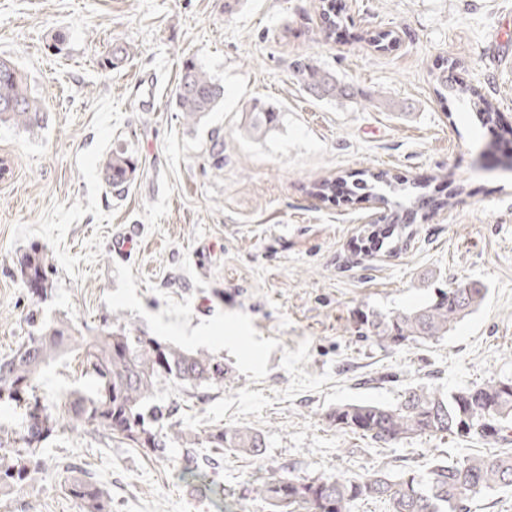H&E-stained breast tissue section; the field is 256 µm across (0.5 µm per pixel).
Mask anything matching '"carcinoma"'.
Segmentation results:
<instances>
[{
  "instance_id": "cac0c4a2",
  "label": "carcinoma",
  "mask_w": 512,
  "mask_h": 512,
  "mask_svg": "<svg viewBox=\"0 0 512 512\" xmlns=\"http://www.w3.org/2000/svg\"><path fill=\"white\" fill-rule=\"evenodd\" d=\"M299 84L322 100L351 98L349 85L318 61L296 63ZM438 94L446 98L457 93L473 101L483 124H493L498 114L491 101L477 90L458 82L453 69L437 77ZM224 102V84L194 60L182 62L172 106L188 125H196ZM45 106L28 91L27 78L16 65L0 59V123L16 127L41 126ZM278 113L256 104L247 113L245 132L254 139L270 135L277 127ZM213 168L224 169V137L213 131L209 147ZM136 166L124 149H116L104 164L111 187L124 192ZM354 190H367L379 202L388 203L396 192L394 179L382 171L371 179L360 178ZM427 204L436 209L446 201L409 195L395 202L406 212ZM17 271L27 288L32 309L26 317L27 336L9 356L0 359V405L22 411L20 424H0V492L24 488L43 468L42 445L61 429L57 416L38 394L45 366L60 356L75 338L77 328L62 318L41 317V304L52 293L51 267L43 248L33 245L17 257ZM487 294L473 281L455 282L440 290L422 305L381 313L364 319L369 337L389 346H408L437 340L453 325L473 313ZM82 365L95 381L89 395L74 394L69 402L72 414L113 438L137 447L165 454L169 436L191 448H224L257 457L265 448L257 430L217 429L204 435L171 422L174 403L157 398L159 385L171 382L199 388L224 382V362L203 352L163 345L150 336L131 333L126 326L106 318L97 335L80 344ZM37 409L43 420L31 422L29 413ZM339 429L360 432L376 443L393 444L422 435H479L508 440L512 428V380L489 379L456 391L444 392L424 386L405 389L394 405L369 402L343 403L329 414ZM512 490V452L464 456L451 461L436 460L422 472L408 471L393 477L381 469L353 477L341 475L304 479L293 474L264 482L258 494L270 512H353L361 500L384 499L390 512H465L467 503L490 491ZM64 490L82 512H112L110 499L90 477L74 476Z\"/></svg>"
}]
</instances>
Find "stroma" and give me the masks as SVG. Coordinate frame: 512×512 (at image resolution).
I'll return each instance as SVG.
<instances>
[{"label":"stroma","instance_id":"35a3bbf8","mask_svg":"<svg viewBox=\"0 0 512 512\" xmlns=\"http://www.w3.org/2000/svg\"><path fill=\"white\" fill-rule=\"evenodd\" d=\"M336 11L330 34L317 0H0V58L46 109L41 128L0 125V358L30 306L15 263L37 243L53 270L47 319L92 336L116 318L222 358L224 383H165L161 398L182 427L253 428L266 444L255 458L172 440L158 457L98 435L64 406L95 389L74 346L39 382L64 428L36 481L0 493V512H79L64 490L71 467L97 480L112 512H270L257 489L288 472L398 476L502 448L445 434L386 446L328 414L393 404L410 386L512 379V0H336ZM117 46L125 58L107 66ZM302 57L355 98L309 95L293 73ZM187 58L224 83L223 106L194 126L171 105ZM452 62L493 103L495 129L440 99L436 77ZM150 77L154 108L141 102ZM255 103L282 115L261 140L244 131ZM217 129L220 173L208 152ZM120 146L137 166L121 194L103 172ZM379 171L452 204L370 247L369 224L393 225L350 188ZM322 179L332 191L311 196ZM460 279L487 295L448 336L405 347L367 338L365 313L419 306Z\"/></svg>","mask_w":512,"mask_h":512}]
</instances>
